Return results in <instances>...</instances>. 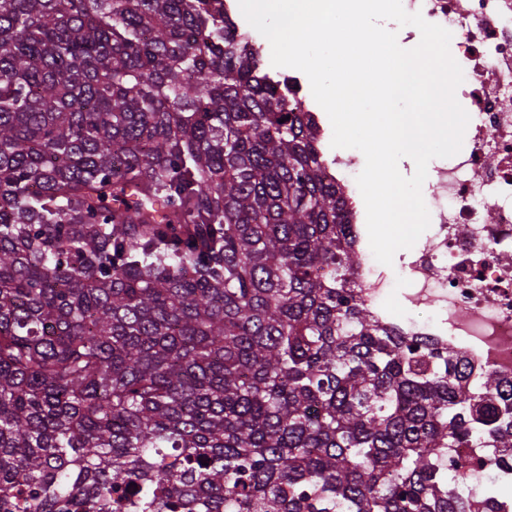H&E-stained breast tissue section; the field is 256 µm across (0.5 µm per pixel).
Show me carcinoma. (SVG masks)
<instances>
[{
    "mask_svg": "<svg viewBox=\"0 0 512 512\" xmlns=\"http://www.w3.org/2000/svg\"><path fill=\"white\" fill-rule=\"evenodd\" d=\"M297 92L224 0H0V512H512L448 479L512 380L380 320Z\"/></svg>",
    "mask_w": 512,
    "mask_h": 512,
    "instance_id": "1",
    "label": "carcinoma"
}]
</instances>
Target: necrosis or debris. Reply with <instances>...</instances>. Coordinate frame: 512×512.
<instances>
[{"label":"necrosis or debris","mask_w":512,"mask_h":512,"mask_svg":"<svg viewBox=\"0 0 512 512\" xmlns=\"http://www.w3.org/2000/svg\"><path fill=\"white\" fill-rule=\"evenodd\" d=\"M407 12L451 33L470 116L461 151L436 167L431 234L402 256L405 295L418 314L389 311L391 284L362 269L384 322L447 347L469 368L461 392L488 369L512 379V0H402Z\"/></svg>","instance_id":"necrosis-or-debris-1"}]
</instances>
